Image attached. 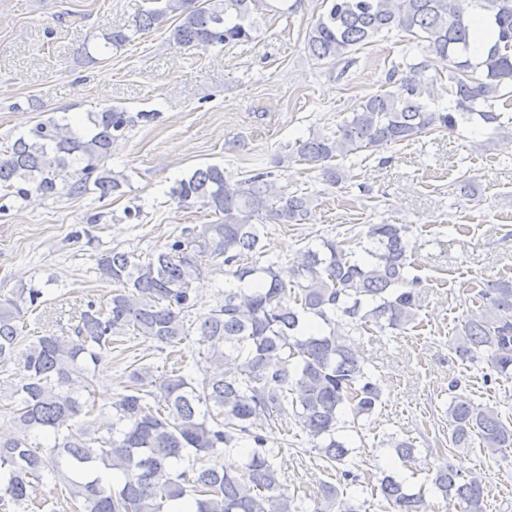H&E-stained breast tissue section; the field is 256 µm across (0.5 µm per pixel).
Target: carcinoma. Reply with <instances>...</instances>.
I'll return each mask as SVG.
<instances>
[{
    "label": "carcinoma",
    "instance_id": "1",
    "mask_svg": "<svg viewBox=\"0 0 512 512\" xmlns=\"http://www.w3.org/2000/svg\"><path fill=\"white\" fill-rule=\"evenodd\" d=\"M288 0H146L134 24L102 34L96 49L120 48L171 17L172 38L187 48L252 40L251 14L296 10ZM311 24L310 56L350 65L352 55L395 31L405 48L393 61L384 89L362 99L329 134L297 140L292 157L313 164L331 185L343 182L332 164L363 151L378 153L432 132L454 131L477 116L494 133L512 135V0H322ZM482 13L496 40L478 63L470 56V16ZM448 61V76L413 50ZM448 80L443 91L438 81ZM151 115L108 107L87 116L84 133L66 117H50L0 145V199L81 196L95 188L106 197L127 176L106 161L114 141ZM172 196L184 208H205L218 220L146 258L112 249L94 272L114 285L103 306L78 310L68 335L46 333L25 342V314L43 297L22 283L0 299V362L19 356L21 380L7 401L17 435L0 432V512H44L33 489L50 477L67 493L73 512H174L180 500L193 512H298L285 491L279 452L267 448L264 426L292 415L321 460L345 481L357 482L354 449L336 434L371 417L381 404L382 381L350 348L352 332L416 328L420 278L411 274L409 227L370 224L365 239L324 240L306 248L294 280L285 282L263 244L267 224H302L306 193L274 187L272 172L256 168L236 180L219 165L198 168L178 181ZM224 270L236 287L199 320L193 284L207 268ZM451 339L462 360H485L512 378V278L488 281ZM132 334L175 348L191 335L208 348L210 370L196 379L186 365L158 373L147 356L128 365L124 393L101 421L90 398L102 360L116 339ZM448 447L479 441L489 456L512 447V426L498 410L469 397L448 403ZM53 436L46 448L40 437ZM403 461L415 458L412 440L388 436ZM241 460L226 462L222 452ZM431 489L459 512H484L486 486L475 473H458L446 460L428 471ZM386 512H419L421 492L384 471L368 474ZM328 483L314 512H359Z\"/></svg>",
    "mask_w": 512,
    "mask_h": 512
}]
</instances>
